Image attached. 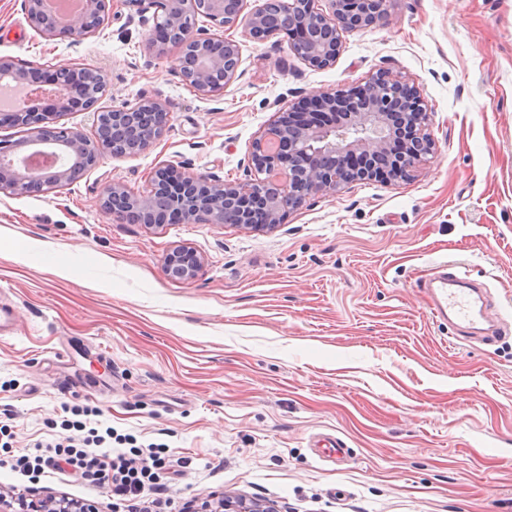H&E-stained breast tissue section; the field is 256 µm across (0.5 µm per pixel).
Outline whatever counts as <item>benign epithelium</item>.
Instances as JSON below:
<instances>
[{
  "instance_id": "obj_1",
  "label": "benign epithelium",
  "mask_w": 512,
  "mask_h": 512,
  "mask_svg": "<svg viewBox=\"0 0 512 512\" xmlns=\"http://www.w3.org/2000/svg\"><path fill=\"white\" fill-rule=\"evenodd\" d=\"M45 0H25L30 25L48 39L80 38L100 27L110 10V0H86L85 10L66 23L46 18ZM265 0L247 10V0H150L157 7L154 32L160 42L169 41L171 32L180 33L181 52L191 51L194 61L185 64L178 57L176 70L183 81L204 97H214L237 78L241 64L240 46L217 35L224 28L242 27L245 36L262 42L277 32L276 26L288 20L292 36L289 49L304 63L315 68L335 64L343 45V34L373 26L388 19L390 0ZM208 27L198 26L199 18ZM75 67L61 65L52 72L19 67L11 58L0 57V82L13 81L39 89L62 86L23 108L3 109L0 121L30 128V138L22 144L0 143V191L23 193L47 187H65L74 176L94 168L108 153L121 157L106 135L88 134L79 127L67 128L64 138L53 144L62 164L53 171L14 169L9 158L26 146L47 148L41 137L45 127L74 109L92 113L93 127L104 119L137 128L140 115L166 111L158 98H142L108 110L97 108L98 99L77 78H70ZM338 113L344 118L315 122L313 115ZM430 116L420 89L386 72H378L362 84L337 92L303 98L275 118L252 140L248 152L251 178L227 182L217 176L186 173L167 165L150 175L147 194H131L120 182L105 187L101 197L103 213L110 218H126L125 209L135 210L131 221L161 227L175 212L179 224H234L246 228L261 225L275 228L284 215L301 207L311 195L335 194L355 181H405L419 164L436 149L429 131ZM202 266L201 257L187 245L176 246L166 258V272L175 280L193 279ZM4 502L0 512H98L77 499L40 495L31 490ZM185 512H281L272 501L241 492H218L195 498Z\"/></svg>"
}]
</instances>
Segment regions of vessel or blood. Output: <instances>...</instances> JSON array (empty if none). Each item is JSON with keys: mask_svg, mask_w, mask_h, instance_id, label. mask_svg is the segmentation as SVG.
<instances>
[{"mask_svg": "<svg viewBox=\"0 0 512 512\" xmlns=\"http://www.w3.org/2000/svg\"><path fill=\"white\" fill-rule=\"evenodd\" d=\"M436 272L428 287L436 313L447 316L449 325L456 330L474 329L484 319L487 309L480 290L474 289L471 281L455 266L441 263ZM314 446L320 456L331 463L341 460L345 452L343 442L331 435L319 436Z\"/></svg>", "mask_w": 512, "mask_h": 512, "instance_id": "obj_1", "label": "vessel or blood"}]
</instances>
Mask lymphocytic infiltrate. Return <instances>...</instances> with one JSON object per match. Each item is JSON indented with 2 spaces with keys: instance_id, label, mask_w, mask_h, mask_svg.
<instances>
[{
  "instance_id": "f902f5d3",
  "label": "lymphocytic infiltrate",
  "mask_w": 512,
  "mask_h": 512,
  "mask_svg": "<svg viewBox=\"0 0 512 512\" xmlns=\"http://www.w3.org/2000/svg\"><path fill=\"white\" fill-rule=\"evenodd\" d=\"M112 429H89L83 437H63L53 454L22 455L12 467L22 473L52 469L85 486L116 497L125 512H166L172 502L161 475L169 467L165 447L149 444L130 452L112 447Z\"/></svg>"
}]
</instances>
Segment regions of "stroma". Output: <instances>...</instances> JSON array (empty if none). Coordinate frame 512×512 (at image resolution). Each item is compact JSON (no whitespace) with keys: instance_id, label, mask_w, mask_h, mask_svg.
Instances as JSON below:
<instances>
[{"instance_id":"35a3bbf8","label":"stroma","mask_w":512,"mask_h":512,"mask_svg":"<svg viewBox=\"0 0 512 512\" xmlns=\"http://www.w3.org/2000/svg\"><path fill=\"white\" fill-rule=\"evenodd\" d=\"M386 22L345 34L311 67L275 35L242 29L239 77L204 97L148 50L152 15L114 0L94 35L48 40L24 0H0V57L103 69L104 107L153 96L163 136L104 157L63 188L0 192V458L65 436L63 405L97 410L138 443L183 460L175 501L238 491L282 512H512V0H391ZM385 71L418 85L436 150L405 182L358 181L309 197L273 230L150 227L108 218L107 183L141 193L172 164L241 181L256 132L299 100ZM192 247L196 277L166 274ZM485 284L497 336L435 316L422 283L437 264ZM346 444L320 459L318 434ZM105 493L0 467V494ZM201 266V257L187 245L176 246L166 258V272L175 280L193 279Z\"/></svg>"}]
</instances>
